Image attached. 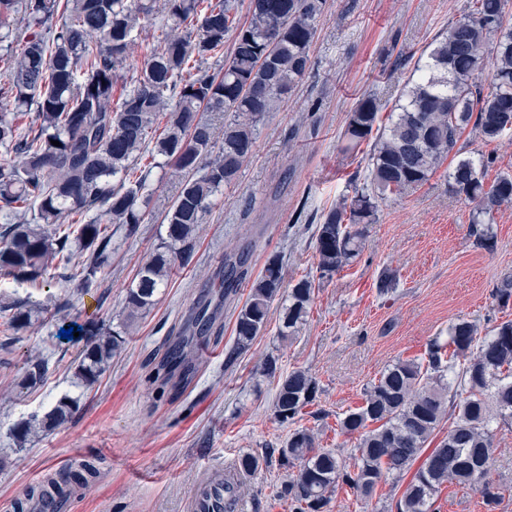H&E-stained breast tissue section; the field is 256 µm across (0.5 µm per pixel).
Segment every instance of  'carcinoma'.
Wrapping results in <instances>:
<instances>
[{
	"label": "carcinoma",
	"instance_id": "obj_1",
	"mask_svg": "<svg viewBox=\"0 0 512 512\" xmlns=\"http://www.w3.org/2000/svg\"><path fill=\"white\" fill-rule=\"evenodd\" d=\"M324 0H249L240 22L239 0H164L168 24L154 36L142 69L114 103L118 70L154 0H0V70L9 76L5 94L14 111L0 113V279L37 285L58 278L83 291L98 287L112 267V225L137 234L145 214L140 200L149 192L148 175L131 177L144 156L160 168L184 174L178 195L165 214V235L127 288L125 311L108 328L85 331L86 344L74 379L86 388L98 382L123 348L137 319L149 312L167 287L173 269L190 258L196 231L216 196L235 184L252 156L257 125L284 99L310 68V47ZM508 0H473L470 10L448 25L445 36L416 65L418 80L394 106L390 126L377 135L370 158L369 184L349 205L323 216L316 229L317 271L331 277L363 252L366 225L374 223L378 202L426 182L455 149L468 125L493 143L512 134V24ZM224 69L198 65L224 53ZM494 60L491 88L475 90L485 57ZM380 100L368 96L349 113L343 138L355 149L379 130ZM206 112H224L217 139ZM165 117L156 132L159 117ZM59 142L55 146L51 141ZM487 161L461 158L448 173V188L475 204L472 234L493 250L495 237L485 218L512 204V175L484 182ZM78 217L77 226L65 223ZM247 274L229 255L224 286ZM283 287L282 263L270 259L238 312L235 347L250 346L265 328L271 304ZM313 284L302 278L288 289L279 335H292L309 310ZM14 332L25 331L42 310L23 303L0 306ZM208 335L214 314L201 305L192 317ZM262 371L278 379L275 418L294 424L316 400L318 384L305 369L279 373L269 356ZM46 374L41 358L30 359L15 388L39 385ZM158 378L185 385L192 375L180 345L159 362ZM78 401L68 395L50 411L30 416L14 429L24 443L68 423ZM448 424L401 498L396 512H435L445 483L480 491L486 506L498 504L499 488L489 479L495 428L512 425V320L478 336L477 325L458 319L448 326V344L435 340L420 361L398 360L366 389L364 405L340 420L357 436L349 466L335 449L321 448L311 429H293L279 448L262 457L246 455L236 467L255 472L260 462L293 469L279 495L292 512H325L330 496L347 485L365 498L382 480L400 478L426 443ZM97 476L90 462L57 484L86 485Z\"/></svg>",
	"mask_w": 512,
	"mask_h": 512
}]
</instances>
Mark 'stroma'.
Listing matches in <instances>:
<instances>
[{"mask_svg":"<svg viewBox=\"0 0 512 512\" xmlns=\"http://www.w3.org/2000/svg\"><path fill=\"white\" fill-rule=\"evenodd\" d=\"M470 0H327L310 49L311 67L276 112L256 127L252 157L237 183L218 196L197 232L190 262L177 267L155 306L139 321L109 370L85 391L71 422L17 445L14 429L44 414L73 393V371L84 337L59 338L62 327L111 326L123 311L127 287L156 248L162 217L180 181L160 169L148 177L152 193L146 221L136 236L112 230V267L100 288L84 294L48 286L0 282V303L47 305L39 322L10 334L0 317V507L50 474L88 460L98 470L78 487L61 512H187L197 480L211 468H227L245 454L280 446L288 425L273 413L274 379L261 365L275 357L283 371L309 370L319 385L316 402L325 417L304 415L320 447L354 454L357 440L339 421L362 406L364 391L396 360L421 358L436 337H447L458 318L477 323L480 334L505 320L492 293L512 282V205L491 219L496 245L487 251L470 233L473 206L448 190L458 159L491 157L486 182L512 174V135L485 144L473 127L462 130L458 150L421 186L380 203L368 225L359 260L332 278L317 280L309 313L295 336L279 334L281 300H274L265 330L242 352H233L235 321L253 280L269 258L280 257L284 284L315 277L314 232L323 214L365 187L371 143L348 150L342 134L349 112L367 96L381 100V126L414 66L433 40L446 32ZM162 10L143 22L119 69L129 80L143 67ZM243 257L246 279L224 292L226 255ZM394 272L393 292L378 294L383 271ZM206 300L217 331L197 335L190 318ZM182 342L192 381L180 389L160 387L152 370L170 345ZM48 363L43 382L13 390L29 357ZM279 466L243 476L240 497L247 512H291L277 491ZM490 478L499 487L496 508L474 488L444 484L438 512H512V427L498 429ZM408 484L387 478L372 499L349 487L332 495L327 512H390Z\"/></svg>","mask_w":512,"mask_h":512,"instance_id":"stroma-1","label":"stroma"}]
</instances>
